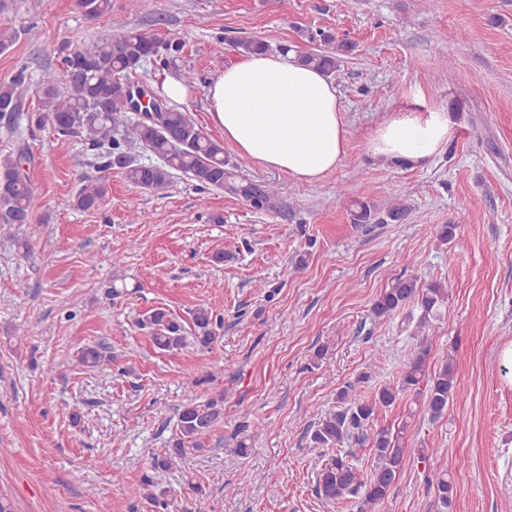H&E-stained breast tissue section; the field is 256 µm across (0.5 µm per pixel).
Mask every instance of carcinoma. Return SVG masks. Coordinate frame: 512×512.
<instances>
[{
  "label": "carcinoma",
  "instance_id": "obj_1",
  "mask_svg": "<svg viewBox=\"0 0 512 512\" xmlns=\"http://www.w3.org/2000/svg\"><path fill=\"white\" fill-rule=\"evenodd\" d=\"M77 8L89 19H97L112 9V0H76ZM319 39L328 45L325 50L300 52L298 59L327 75L340 68L342 60L352 54L355 45L334 34L319 31L310 39ZM182 43L160 41L143 32L129 30L107 39L83 41L73 47L60 48L61 67H46L39 78V108L32 120L40 126L49 121L63 136L82 138L92 150L103 148V167L114 164L124 170L127 182L153 193L165 191L173 172L188 175L203 189H220L239 197L257 211H274L277 203L264 189L240 177L238 171L246 165L242 159L234 163L224 158V141L213 137L198 126L189 113L163 99L162 111L151 114L147 120L133 112L135 94L130 73L149 57L163 61L178 57ZM26 82L24 71H19L8 83L0 84V113H14L21 108L18 88ZM66 90H61V85ZM139 148L158 158V162L144 164L132 150ZM29 161L25 150L15 155L0 157V227L26 224L39 208V197L29 185L23 164ZM107 193L100 181L82 186L75 198L81 210L97 208ZM352 213L356 224L395 223L406 219L409 207L393 203L383 209L373 204L356 202ZM449 289L442 283L427 287L415 278L393 277L388 287L379 294L372 306L377 320L392 317L412 301L420 304L421 315L417 328L422 329L437 317L448 303ZM192 326L184 324L167 310H153L142 320L150 329L154 346L162 351H174L192 341L201 348L210 347L216 339V330L223 319L206 306L191 311ZM427 347H419L408 359L401 374L393 383L377 388L367 399L352 396L353 385L348 384L337 393L342 408L324 419L311 434L317 448H338L354 441L371 444L372 467L366 476L347 460V455L336 453L321 469L316 479V492L327 501L362 497L367 505L384 501L406 461L404 434L408 422L397 428L375 427L378 410L392 406L403 396L411 397L415 405H424L433 420L448 411L455 393V374L452 363H446L434 374H427ZM79 362L88 368L112 363L107 355L94 347L78 350ZM224 416V395L212 397L204 403H189L177 413L176 435L168 448L152 456L150 472L145 473L130 493L146 500L153 512H168L171 502L168 490L160 487L155 474L169 470L174 462L190 451L205 447L204 438ZM439 506L448 510L456 494L451 467L436 466L428 477Z\"/></svg>",
  "mask_w": 512,
  "mask_h": 512
}]
</instances>
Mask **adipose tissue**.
Returning <instances> with one entry per match:
<instances>
[{
  "instance_id": "obj_1",
  "label": "adipose tissue",
  "mask_w": 512,
  "mask_h": 512,
  "mask_svg": "<svg viewBox=\"0 0 512 512\" xmlns=\"http://www.w3.org/2000/svg\"><path fill=\"white\" fill-rule=\"evenodd\" d=\"M206 100L225 143L262 167L314 183L346 157L348 129L335 83L294 55L237 57L208 84ZM455 127L447 112H396L375 130L371 152L383 162L421 168Z\"/></svg>"
}]
</instances>
